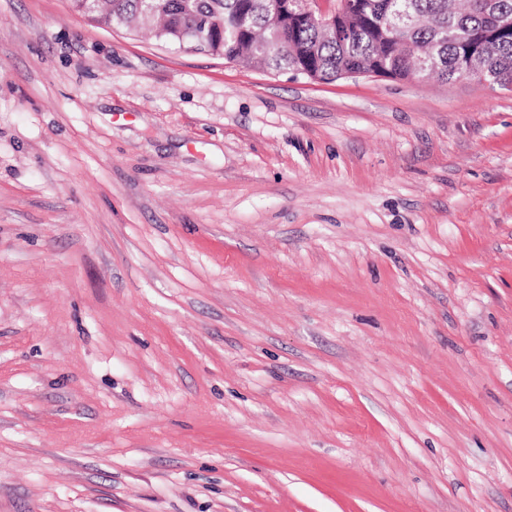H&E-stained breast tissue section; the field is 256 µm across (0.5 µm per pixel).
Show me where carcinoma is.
Listing matches in <instances>:
<instances>
[{
  "instance_id": "obj_1",
  "label": "carcinoma",
  "mask_w": 512,
  "mask_h": 512,
  "mask_svg": "<svg viewBox=\"0 0 512 512\" xmlns=\"http://www.w3.org/2000/svg\"><path fill=\"white\" fill-rule=\"evenodd\" d=\"M282 0H72L73 8L106 27L133 23L179 42L205 19L213 23V53L228 61L257 63L333 82L347 70L377 68L393 79L437 74L465 75L468 57L487 33L497 32L483 60L490 84L512 85V0H354L346 18L348 34L338 38L304 23L280 25Z\"/></svg>"
}]
</instances>
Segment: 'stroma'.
Listing matches in <instances>:
<instances>
[{"instance_id": "35a3bbf8", "label": "stroma", "mask_w": 512, "mask_h": 512, "mask_svg": "<svg viewBox=\"0 0 512 512\" xmlns=\"http://www.w3.org/2000/svg\"><path fill=\"white\" fill-rule=\"evenodd\" d=\"M0 512H512V88L0 0Z\"/></svg>"}]
</instances>
